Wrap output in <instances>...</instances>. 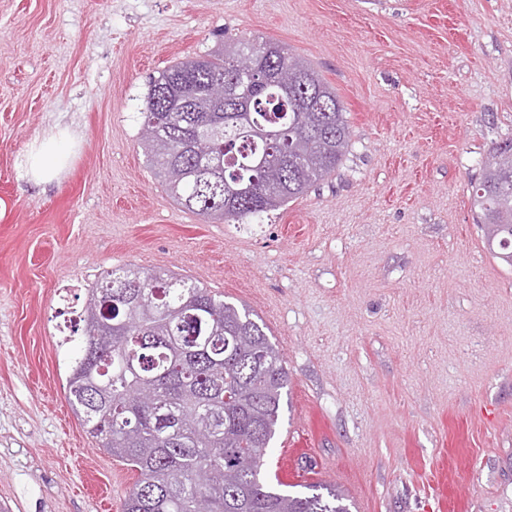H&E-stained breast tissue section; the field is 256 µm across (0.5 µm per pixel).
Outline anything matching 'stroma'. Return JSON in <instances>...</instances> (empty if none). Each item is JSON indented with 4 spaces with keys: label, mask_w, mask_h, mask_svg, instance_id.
<instances>
[{
    "label": "stroma",
    "mask_w": 512,
    "mask_h": 512,
    "mask_svg": "<svg viewBox=\"0 0 512 512\" xmlns=\"http://www.w3.org/2000/svg\"><path fill=\"white\" fill-rule=\"evenodd\" d=\"M303 56L343 101L334 173L255 224L177 204L137 145L150 76L221 36ZM65 130L58 180L23 174ZM512 138V0H0V508L122 512L137 471L67 401L86 290L168 269L287 361L268 473L352 512H512V269L469 198ZM310 441L302 460L284 445Z\"/></svg>",
    "instance_id": "obj_1"
}]
</instances>
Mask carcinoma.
I'll list each match as a JSON object with an SVG mask.
<instances>
[{"mask_svg":"<svg viewBox=\"0 0 512 512\" xmlns=\"http://www.w3.org/2000/svg\"><path fill=\"white\" fill-rule=\"evenodd\" d=\"M268 74L239 73L235 56ZM277 68L295 80L283 92ZM228 101L209 97L212 84ZM138 144L182 207L251 224L306 194L350 146L346 107L309 61L264 38H227L148 81ZM218 130L220 164L201 169L196 136ZM472 187L491 253L512 267V140L496 144ZM68 401L100 450L135 468L123 512H350L330 485L283 489L264 473L288 369L245 306L170 270L127 269L87 289Z\"/></svg>","mask_w":512,"mask_h":512,"instance_id":"1","label":"carcinoma"}]
</instances>
